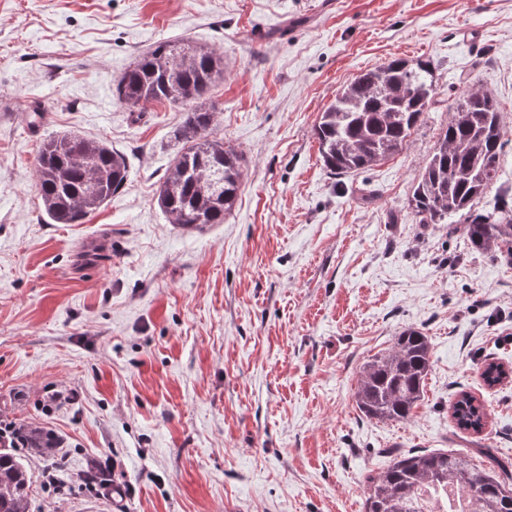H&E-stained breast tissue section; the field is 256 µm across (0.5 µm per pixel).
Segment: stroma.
I'll return each instance as SVG.
<instances>
[{"mask_svg":"<svg viewBox=\"0 0 512 512\" xmlns=\"http://www.w3.org/2000/svg\"><path fill=\"white\" fill-rule=\"evenodd\" d=\"M177 37L223 52L207 101L243 156L224 222L185 230L156 201L184 106L112 93ZM392 57L433 60L434 104L401 152L330 174L315 125ZM469 82L512 123V0H0V414L54 439L21 451L30 512H363L400 452L512 466V375L481 377L512 372V265L408 206ZM67 133L128 167L81 224L52 221L36 186ZM408 327L431 344L423 396L408 420L367 418L360 371ZM462 391L481 434L450 416ZM106 458L111 487L86 486ZM451 416L459 430L480 434L487 425L485 405L470 392H460L451 405Z\"/></svg>","mask_w":512,"mask_h":512,"instance_id":"1","label":"stroma"}]
</instances>
